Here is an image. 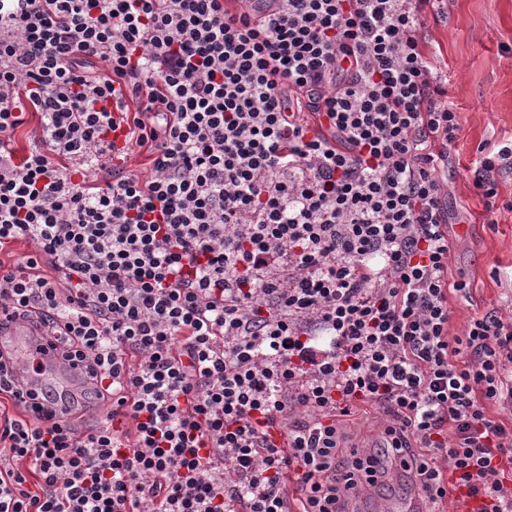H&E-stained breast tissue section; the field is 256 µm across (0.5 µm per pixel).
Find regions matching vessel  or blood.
I'll return each instance as SVG.
<instances>
[{
  "mask_svg": "<svg viewBox=\"0 0 512 512\" xmlns=\"http://www.w3.org/2000/svg\"><path fill=\"white\" fill-rule=\"evenodd\" d=\"M13 365L18 375V387L23 394L39 396L41 390L52 387L68 388L76 379V372L64 364L57 352L40 341L24 323H10L5 331ZM360 512H424L423 499L417 488L411 487L398 499L385 501L376 496H364Z\"/></svg>",
  "mask_w": 512,
  "mask_h": 512,
  "instance_id": "b4317fda",
  "label": "vessel or blood"
}]
</instances>
